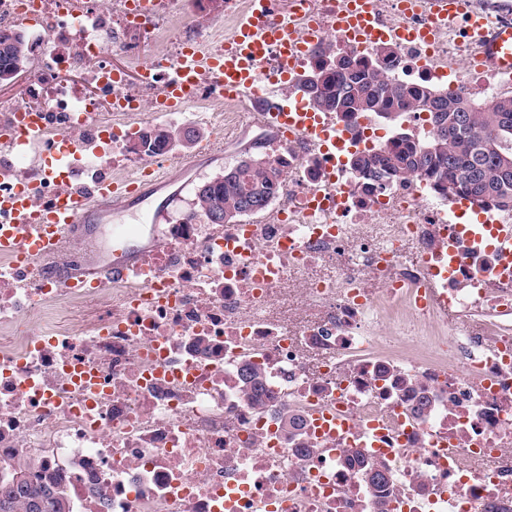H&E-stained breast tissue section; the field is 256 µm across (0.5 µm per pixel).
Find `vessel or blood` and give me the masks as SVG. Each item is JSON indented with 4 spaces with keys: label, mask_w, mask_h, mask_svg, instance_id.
<instances>
[{
    "label": "vessel or blood",
    "mask_w": 512,
    "mask_h": 512,
    "mask_svg": "<svg viewBox=\"0 0 512 512\" xmlns=\"http://www.w3.org/2000/svg\"><path fill=\"white\" fill-rule=\"evenodd\" d=\"M375 3L347 0L336 17L335 29L358 41L381 36V29L375 25ZM400 10L409 18L421 13L428 18L423 27L394 32L395 37L416 44L432 43L441 30L466 17L472 38L466 67H478L512 87L511 21L493 19L488 11L476 8L473 0H400ZM325 36V29L307 22L298 12L271 21L266 0H254L251 11L240 17L236 33L226 40L223 49L204 51L196 45L187 46L173 72H160L147 61L140 65L137 80L142 88L153 91L147 108L155 113L184 110L189 103L188 87L204 73L213 78L216 99H223L229 91L256 105L261 83L258 60L276 58L283 67L275 72V79L293 80L291 63L295 54ZM159 168V162L151 161L136 177L114 178L103 173L88 180L79 168L64 162L61 154L46 152L38 177L27 181L22 190L0 195V220L11 226L0 235V251L49 256L60 252L64 242L76 235L94 244L95 249L82 253L75 264L69 265L70 274L94 288L107 286L112 278L133 272L145 258L144 247L137 244L143 230L138 224L123 225V244L110 248L102 242L98 226L111 209L138 204L146 185L156 180ZM56 179L61 180L63 191L57 201L50 203L45 199V188Z\"/></svg>",
    "instance_id": "obj_1"
}]
</instances>
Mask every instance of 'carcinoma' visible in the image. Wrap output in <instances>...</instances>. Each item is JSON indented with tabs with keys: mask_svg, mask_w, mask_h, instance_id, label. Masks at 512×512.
Listing matches in <instances>:
<instances>
[{
	"mask_svg": "<svg viewBox=\"0 0 512 512\" xmlns=\"http://www.w3.org/2000/svg\"><path fill=\"white\" fill-rule=\"evenodd\" d=\"M314 70L318 82L304 88L311 108L350 118L374 114L392 123L410 112H426L432 130L421 137L413 130L397 128L390 145L377 154H358L351 168L369 187L384 188L410 177L426 179L438 195L466 200L485 211L512 212V97L472 95L461 88H439L423 82H400L379 70L374 60L344 58L319 52ZM33 66L30 35L22 28L0 33V71ZM166 129L148 128L138 136L152 138L146 154L168 152ZM281 183V170L264 157H251L233 174L224 173L194 189L191 216L209 219L221 212V223L235 224L248 215L247 206L266 207ZM244 386L256 405L261 403L263 376L244 369ZM0 512H74L68 487L58 477L37 472L32 461L14 462L9 482L0 484Z\"/></svg>",
	"mask_w": 512,
	"mask_h": 512,
	"instance_id": "cac0c4a2",
	"label": "carcinoma"
}]
</instances>
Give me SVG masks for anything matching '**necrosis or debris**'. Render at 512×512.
<instances>
[{
    "mask_svg": "<svg viewBox=\"0 0 512 512\" xmlns=\"http://www.w3.org/2000/svg\"><path fill=\"white\" fill-rule=\"evenodd\" d=\"M131 3L117 0L124 26L169 42L154 59L170 67L193 40L186 0H156L138 20ZM41 7L92 62L91 84L110 88L102 99L52 83L21 103L24 118L42 117L51 141L78 130L122 166L136 130L105 119L127 90L105 60L96 9ZM465 46L461 22L426 47L338 31L330 42L359 61L391 50L403 82L494 91L475 71L450 77ZM258 128L285 174L262 218L166 225L167 249L104 288H60L40 263L0 254V482L29 456L68 484L76 512H512V333L450 335L440 319L512 314V259L496 230L505 216L485 211L455 235L459 206L426 181L362 185L350 155L389 142L372 115L289 138L266 120ZM429 283L439 300L419 305ZM385 304L410 311L411 341L378 348ZM249 363L265 378L260 410L242 384ZM422 392L431 406L418 414ZM285 411L302 419L298 431L283 429ZM90 482L105 504L87 497Z\"/></svg>",
    "mask_w": 512,
    "mask_h": 512,
    "instance_id": "4bbe7bcc",
    "label": "necrosis or debris"
}]
</instances>
